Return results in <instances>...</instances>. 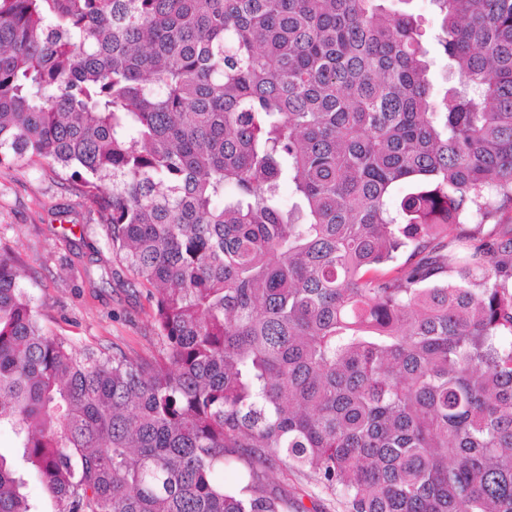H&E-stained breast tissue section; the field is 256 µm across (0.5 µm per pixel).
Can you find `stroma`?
Segmentation results:
<instances>
[{"mask_svg": "<svg viewBox=\"0 0 512 512\" xmlns=\"http://www.w3.org/2000/svg\"><path fill=\"white\" fill-rule=\"evenodd\" d=\"M0 252L14 256L21 285L42 323L75 346L104 345L131 354L155 349L146 288L107 245L106 231L90 203L48 168L0 165ZM268 482L308 512H341L316 499L295 470L271 460Z\"/></svg>", "mask_w": 512, "mask_h": 512, "instance_id": "1", "label": "stroma"}]
</instances>
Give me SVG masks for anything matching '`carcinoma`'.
Listing matches in <instances>:
<instances>
[{"label":"carcinoma","instance_id":"carcinoma-1","mask_svg":"<svg viewBox=\"0 0 512 512\" xmlns=\"http://www.w3.org/2000/svg\"><path fill=\"white\" fill-rule=\"evenodd\" d=\"M386 2L0 0V163L94 206L157 341L75 349L0 257V512H306L270 452L512 512V0H431L439 96Z\"/></svg>","mask_w":512,"mask_h":512}]
</instances>
